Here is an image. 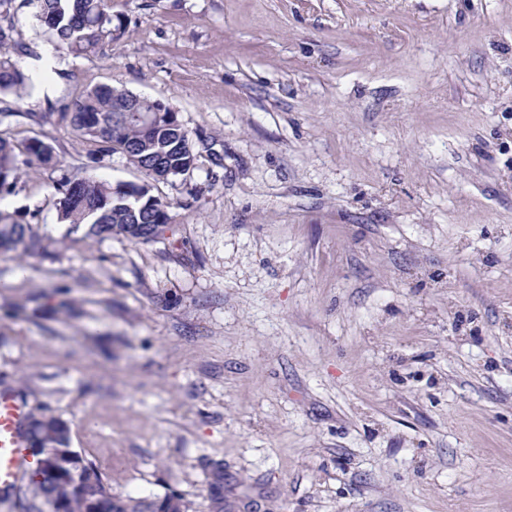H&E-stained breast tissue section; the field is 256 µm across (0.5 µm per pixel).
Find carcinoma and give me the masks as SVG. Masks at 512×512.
Instances as JSON below:
<instances>
[{
    "label": "carcinoma",
    "instance_id": "cac0c4a2",
    "mask_svg": "<svg viewBox=\"0 0 512 512\" xmlns=\"http://www.w3.org/2000/svg\"><path fill=\"white\" fill-rule=\"evenodd\" d=\"M23 8L34 9L49 40L75 58L97 52L125 26L123 16L112 13V0H0V199L15 194L30 172L51 168L58 172L54 204L68 232L81 230L85 238L122 235L143 243L158 237L170 217L168 205L152 194L153 183L192 172L204 152L212 159L217 154L206 139L193 140L163 102L108 84L71 99L59 116L94 145L90 162L101 164L119 152L143 174L142 182L112 185L65 167L41 138L16 141L10 134L13 118L35 124L43 118L14 108L33 82L21 60L30 49L16 38L13 23ZM0 250L28 256L44 253L45 247L33 224L0 209ZM26 438L40 448L41 460L29 479L30 497L20 504L23 512H189V503L176 492L152 500L113 495L94 464L80 454L71 456L70 428L58 417L42 410L29 413Z\"/></svg>",
    "mask_w": 512,
    "mask_h": 512
}]
</instances>
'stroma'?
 Here are the masks:
<instances>
[{
  "label": "stroma",
  "instance_id": "1",
  "mask_svg": "<svg viewBox=\"0 0 512 512\" xmlns=\"http://www.w3.org/2000/svg\"><path fill=\"white\" fill-rule=\"evenodd\" d=\"M73 58L32 9L15 139L90 166L62 97L158 100L221 157L155 183L163 236L0 253V388L112 494L213 512H512V0H112Z\"/></svg>",
  "mask_w": 512,
  "mask_h": 512
}]
</instances>
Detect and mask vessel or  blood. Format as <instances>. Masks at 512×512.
<instances>
[{"label": "vessel or blood", "mask_w": 512, "mask_h": 512, "mask_svg": "<svg viewBox=\"0 0 512 512\" xmlns=\"http://www.w3.org/2000/svg\"><path fill=\"white\" fill-rule=\"evenodd\" d=\"M23 406L9 392L0 390V493L17 486L29 461L23 430Z\"/></svg>", "instance_id": "vessel-or-blood-1"}]
</instances>
